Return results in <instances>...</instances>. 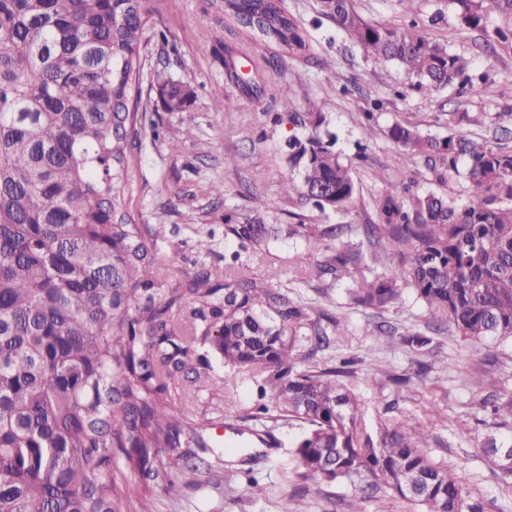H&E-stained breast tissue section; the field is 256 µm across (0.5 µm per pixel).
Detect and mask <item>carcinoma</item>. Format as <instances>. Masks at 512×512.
<instances>
[{
  "label": "carcinoma",
  "mask_w": 512,
  "mask_h": 512,
  "mask_svg": "<svg viewBox=\"0 0 512 512\" xmlns=\"http://www.w3.org/2000/svg\"><path fill=\"white\" fill-rule=\"evenodd\" d=\"M512 24V0H448L457 24L488 33L486 3ZM319 15L375 63L396 62L426 93L471 83L470 63L414 22L373 25L352 0H318ZM155 12L152 0H0V512H146L144 501L176 477L195 483L196 468L173 448L207 447L211 421L175 408L190 381L222 389L224 379L197 357L208 347L229 377H258L261 416L306 427L296 442L297 476L313 485L363 481L386 487L421 512H489L459 475L429 458L424 424L414 418L373 434L359 418L343 368L302 366L344 329L264 277L202 269L183 287L154 240L167 224H136L120 211L128 186V133H137L129 102L142 98V48ZM253 42L290 55L309 50L306 28L280 0H224ZM224 75L267 109L290 107L264 78L268 59L246 47L216 52ZM162 107L186 112L190 86L157 82ZM323 133L288 140L297 170L284 183L289 200L322 213L346 214L357 197L352 161L336 150L324 112L310 113ZM493 147L482 138L423 134L409 122L388 138L409 160L423 161L444 185L460 174L471 196L459 206L445 191L375 200L377 222L354 231L363 253L324 245L347 225L264 224L225 220L224 238L243 251L281 235L324 246L303 257L320 280L377 261L383 240L397 261L349 289L353 303L383 313L410 288L438 324L478 345L512 339V128ZM465 163L464 170L459 164ZM188 299L179 312L172 306ZM402 341L423 353L432 338L407 329ZM482 451L512 476V442L485 438ZM122 469L114 473L113 456Z\"/></svg>",
  "instance_id": "obj_1"
}]
</instances>
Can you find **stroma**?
Returning a JSON list of instances; mask_svg holds the SVG:
<instances>
[{"instance_id":"1","label":"stroma","mask_w":512,"mask_h":512,"mask_svg":"<svg viewBox=\"0 0 512 512\" xmlns=\"http://www.w3.org/2000/svg\"><path fill=\"white\" fill-rule=\"evenodd\" d=\"M302 19L310 35L307 55H283L278 67L268 69L271 81L287 93L290 109L300 115L326 113L335 133L336 148L352 158L357 199L350 214L320 213L311 205L281 194L288 178L286 142L297 128L287 117L263 112L261 104L244 97L226 80L213 55L218 43L242 41L237 25L225 20L223 0H154L152 28L164 31L166 42L149 41L145 70L190 85L197 94L188 112L147 108V129L130 146L129 186L123 208L136 223H155L166 214L174 231L160 247L167 254L175 283H182L198 268L223 270L224 257L238 251L236 241L225 239L224 218L258 212L268 224H365L375 221V199L400 182L411 193L437 190L422 162L403 160L389 141L387 128L397 120L417 124L425 133L443 137L453 131L472 137L491 136L499 125L512 127V51L479 50L481 33L460 28L455 19L429 26L428 17L438 0H353L356 11L369 23L397 25L410 20L428 28L430 35L450 51L471 61L474 74H487L498 83V93L483 98L470 89L449 88L432 94L410 92L407 99L395 92L407 82L403 68L394 63L365 60L362 50L338 32L329 19L319 18L317 0H281ZM340 76L338 88L326 82L327 69ZM223 102L216 110L215 102ZM482 113L483 125L456 126L460 110ZM366 159H356L358 145ZM223 184V196L209 191ZM208 250H199L198 241ZM308 250L299 238H283L268 247L241 252V269L285 284L292 295L318 310L344 319L343 335L332 337L328 348L309 360L320 368L351 361L350 382L358 393L368 426L406 417L425 419L426 450L437 463L459 472L466 488L483 497L491 512H512V478L503 477L481 452L487 433L512 437V422L497 426L479 404L481 394L473 379L488 356H495L498 382L492 393L512 399V340H491L471 345L435 334L425 356H416L402 343L401 331H428L432 322L412 292L384 317L349 303L350 276L305 281L301 257ZM386 322L396 335L382 337L377 326ZM257 399L251 375L243 373L220 391H201L184 405L186 413L212 419L211 445L196 449L190 464L200 472L193 487L174 483L151 497L148 512H344L357 496L358 485L343 481L313 486L297 477L295 441L303 432L300 422L254 419ZM467 420L461 432L458 420ZM272 433L273 446L259 442ZM243 437L248 445L229 453L225 442ZM254 456L256 484L242 476L241 458Z\"/></svg>"}]
</instances>
